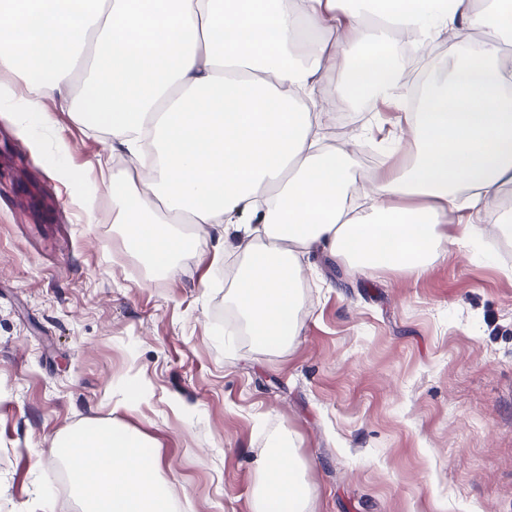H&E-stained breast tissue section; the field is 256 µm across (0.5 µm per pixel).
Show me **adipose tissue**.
I'll return each mask as SVG.
<instances>
[{"mask_svg":"<svg viewBox=\"0 0 512 512\" xmlns=\"http://www.w3.org/2000/svg\"><path fill=\"white\" fill-rule=\"evenodd\" d=\"M494 28L433 62L376 176L323 141L320 97L394 104L409 74L401 35ZM512 0H0V107L53 126L52 106L103 131L130 157L112 176V221L152 271L174 275L187 224L239 254L230 302L265 348L299 332L298 256L321 251L360 270L427 274L490 212L512 243ZM84 80L72 96L76 73ZM333 86H325L326 78ZM55 446L84 512H174L151 440L124 424L75 427ZM254 512H308L290 432L269 435Z\"/></svg>","mask_w":512,"mask_h":512,"instance_id":"obj_1","label":"adipose tissue"}]
</instances>
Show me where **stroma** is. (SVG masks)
Returning <instances> with one entry per match:
<instances>
[{
    "mask_svg": "<svg viewBox=\"0 0 512 512\" xmlns=\"http://www.w3.org/2000/svg\"><path fill=\"white\" fill-rule=\"evenodd\" d=\"M394 118L356 100L328 141L367 160L357 126ZM125 158L71 113L44 130L0 108V512H81L54 442L109 419L153 440L176 512H252L284 429L309 512H512V244L485 231L420 278L300 257L299 334L264 351L225 302L212 229L172 276L127 248L109 190Z\"/></svg>",
    "mask_w": 512,
    "mask_h": 512,
    "instance_id": "1",
    "label": "stroma"
}]
</instances>
